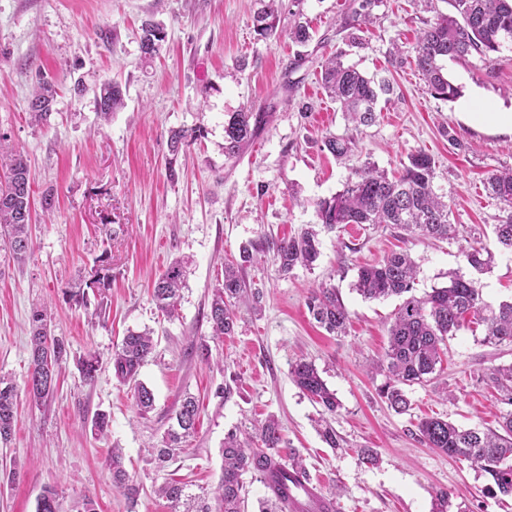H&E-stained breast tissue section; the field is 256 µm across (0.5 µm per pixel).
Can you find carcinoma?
<instances>
[{"instance_id": "obj_1", "label": "carcinoma", "mask_w": 512, "mask_h": 512, "mask_svg": "<svg viewBox=\"0 0 512 512\" xmlns=\"http://www.w3.org/2000/svg\"><path fill=\"white\" fill-rule=\"evenodd\" d=\"M452 13H439L417 36L414 47L416 68L425 79L430 95L453 100L460 89L448 81L444 62L477 55L487 60L512 45V0H448ZM277 14L273 8L254 19L256 33L263 38L277 34ZM165 39L163 29L147 22L143 25L141 51L159 53ZM344 52L327 59L321 83L327 95L340 105L348 120L369 126L376 121L379 94L391 91L386 81L366 77L353 66L344 64ZM56 89L48 82L34 88L29 101L31 118L48 124ZM99 116L107 121L124 106L121 85L115 81L100 84L95 90ZM265 120V113L243 109L233 112L224 122V155L234 157L255 137ZM198 139L197 132L177 130L169 136V150L177 155ZM0 152L10 157L5 185H0V235L5 237L14 261H25L31 248V172L22 152L8 150L0 143ZM436 162L420 150L408 157L398 174L366 165L354 172L344 186L330 198L316 205L320 229L301 230L276 246L279 270L288 273L297 265L311 267L319 257V231L332 233L347 224H393L413 236L424 239H449L454 225L449 221L448 203L434 188ZM490 196L503 204V215L494 225L496 243L503 252L512 253V169L491 174L485 184ZM461 256L470 269L482 273L491 268L494 254L481 242L461 247ZM185 271L181 262H172L154 282L152 300L168 318L177 314ZM416 266L406 252H394L376 265L359 268L353 291L367 300L389 297L400 299L388 327V343L379 360L372 363L374 373L384 377L378 394L397 414L411 409L407 388L426 385L442 371L443 348L472 316L485 328L483 342L512 345V301L493 308L483 303L475 279L460 272L448 275V285L434 287L422 296L414 293ZM245 292L240 268L224 265V281L215 289L207 314L211 336L234 333L236 305ZM306 306L313 320L330 334H342L349 322V312L334 287L310 290ZM31 355L25 393L31 401L48 400L57 387L66 348L63 340L52 336L44 309L35 307L29 317ZM154 351L152 332L131 331L112 353L110 364L121 384H133V397L140 414L153 409L152 391L138 380L140 368ZM293 382L324 412L334 414L339 407L336 393L320 376L314 363L300 359L290 368ZM488 378L497 387L501 403L512 407V364L489 368ZM19 400L17 386L0 374V443L13 435ZM199 404L185 396L175 411V424L167 431L162 447L156 449V466L162 468L179 452L196 431ZM502 432L462 428L439 417L419 420L417 435L429 448L441 454L467 461L489 478V490L504 497L512 496V410L501 415ZM261 446L249 448L238 434L224 437V465L214 491L217 508H212L205 492L193 493L183 482H165L155 493L170 503V512H244V476L261 479L267 489L262 512H288V499L276 500L281 480L288 474H303L302 461L288 460L279 454L282 429L273 417L255 427ZM108 469L112 483L131 503L137 501L140 488L129 482L123 465L122 449H111ZM36 512H61L59 493L46 486L37 499Z\"/></svg>"}]
</instances>
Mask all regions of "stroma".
<instances>
[{"instance_id":"obj_1","label":"stroma","mask_w":512,"mask_h":512,"mask_svg":"<svg viewBox=\"0 0 512 512\" xmlns=\"http://www.w3.org/2000/svg\"><path fill=\"white\" fill-rule=\"evenodd\" d=\"M268 0H0V139L18 147L32 175L31 251L15 263L0 240V373L24 385L30 362L29 316L47 306L54 336L68 355L53 398L36 406L20 400L12 439L0 443V512H35L53 486L64 512L81 495L99 512H168L156 486L174 479L192 492L213 490L221 476L224 438L275 416L285 443L281 455L300 457L320 480L336 512H432L438 492L448 512H512V497L493 496L476 467L422 444L416 423L439 417L465 428L498 426L504 409L486 373L512 364V346L483 343V326L470 323L448 341L444 370L434 383L409 387L412 408L399 415L377 392L368 363L387 345L397 298L366 300L352 290L359 267L393 251L410 254L416 288L447 285L464 270L459 247L478 238L494 250L492 268L478 275L485 303L512 299V254L498 251L493 226L503 206L484 182L512 169V135L467 123V112L512 111V51L447 62L454 100L427 93L409 60L416 35L447 0L432 9L413 0H279L280 35L264 40L255 13ZM365 12L362 43L349 45L344 27ZM162 25L159 56L140 50L145 21ZM309 23L311 39L298 45L286 32ZM399 46L405 65L392 68ZM345 51V63L390 80L379 118L355 126L324 92L325 60ZM118 81L125 106L110 122L98 118L95 85ZM57 95L47 125L32 122L28 99L39 82ZM83 94H75L77 84ZM266 113L257 137L234 158L224 155V120L245 108ZM198 140L171 155L168 137L180 129ZM459 142L451 144L449 131ZM349 140L343 158L326 137ZM436 162L434 185L445 194L457 234L429 241L387 224H350L321 233L314 268L279 270L272 245L317 221L316 204L341 191L364 163L399 169L417 151ZM256 254L244 266L248 297L237 308L234 335L210 338L206 315L224 264L242 249ZM176 259L186 266L178 315L163 316L151 290ZM108 276L106 311L92 318L65 294ZM327 283L338 288L350 314L348 332L328 334L310 316L306 297ZM151 330L155 349L139 379L154 393L153 409L139 414L131 387L120 384L109 359L127 331ZM210 349L198 354L199 341ZM97 355L102 366L86 384L77 362ZM315 363L340 403L329 421L340 440L329 447L317 432L322 408L291 380L296 359ZM198 397L200 418L184 452L157 468L149 446L160 444L185 393ZM107 414L108 431L92 430ZM120 447L139 485L129 503L106 465ZM377 450L375 464L357 452ZM13 473L4 482L5 473Z\"/></svg>"}]
</instances>
